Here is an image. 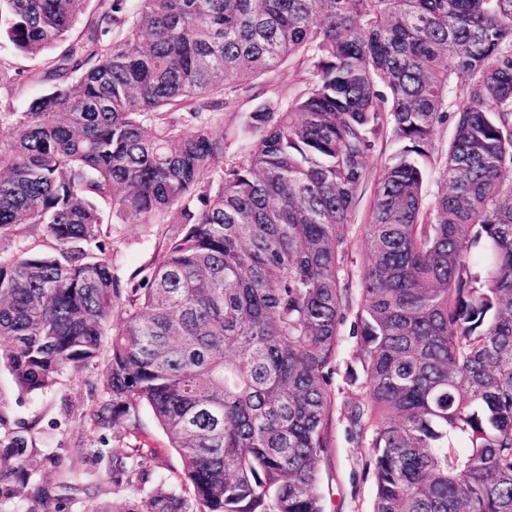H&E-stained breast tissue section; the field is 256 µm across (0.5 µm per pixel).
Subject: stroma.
Here are the masks:
<instances>
[{
    "label": "stroma",
    "instance_id": "obj_1",
    "mask_svg": "<svg viewBox=\"0 0 512 512\" xmlns=\"http://www.w3.org/2000/svg\"><path fill=\"white\" fill-rule=\"evenodd\" d=\"M305 77L301 63L292 60L272 73L269 82L292 96L304 89ZM266 83L257 82L251 92L238 96L239 118H246L254 110V97L262 93ZM165 234L166 228L161 224H136L128 220L113 225V272L125 277L149 264L161 248ZM103 373L100 365L76 374L67 373L50 391L27 394L16 387L6 370H0V437L26 438L32 479L39 483L56 481L57 469L52 458L68 462L70 449L81 448L75 480L87 488L103 512H111L126 497L105 475L112 449L142 445L156 449L161 455L163 475L173 480L181 470V461L148 409H140V429L135 433L129 431L126 420L121 418L107 429L92 424L88 414L104 398ZM346 426L344 415L334 412L332 445L322 463L318 490L325 512H373V480L363 469L368 450L348 439Z\"/></svg>",
    "mask_w": 512,
    "mask_h": 512
}]
</instances>
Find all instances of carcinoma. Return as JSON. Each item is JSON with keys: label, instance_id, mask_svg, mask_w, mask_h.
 Instances as JSON below:
<instances>
[{"label": "carcinoma", "instance_id": "carcinoma-1", "mask_svg": "<svg viewBox=\"0 0 512 512\" xmlns=\"http://www.w3.org/2000/svg\"><path fill=\"white\" fill-rule=\"evenodd\" d=\"M0 0V47L42 59L24 112L0 108V366L42 393L102 357L89 417L138 430L147 406L181 459L114 450L121 512H324L333 363L350 440L370 448L373 512H512V0ZM299 57L305 90L250 113L224 159V113ZM21 72L0 64V91ZM455 133L424 191L433 132ZM349 269L348 229L377 141ZM164 224L122 280L113 219ZM0 440V504L65 512ZM396 150L397 145L390 141H388L386 144L384 142L383 145H378L376 152L370 159L369 165L372 171V178L367 186L362 200L356 209L354 221L352 223L355 224V227L348 233V236L351 239V271L355 276H358L366 261L365 251L362 247L361 230L363 224H368L369 222L375 180L383 169L384 163L388 161V159ZM352 320H354V319H353V316L351 315L349 317L347 324L343 327V331H342L343 335L342 336H344V340L342 342L340 355L338 357V361L340 363L339 374L338 375L334 374L333 379H332V388L334 390V393H336V388L340 389V391L337 392V395H336V400H337L338 405H340L341 403H343L346 400L357 401L358 397H359L358 396L359 391H357L356 389H354L352 387H347L342 381V375L345 370V364H346V361L349 360V358H350L351 351H352V345L354 344V340H355L353 338H350V336H348L350 322Z\"/></svg>", "mask_w": 512, "mask_h": 512}]
</instances>
